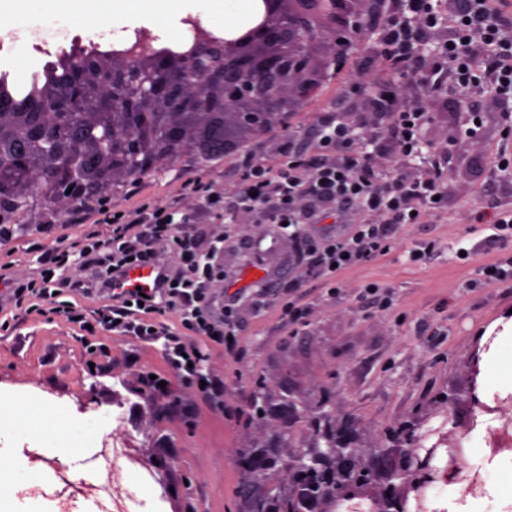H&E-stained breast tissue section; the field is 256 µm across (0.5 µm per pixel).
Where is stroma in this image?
<instances>
[{
    "label": "stroma",
    "mask_w": 512,
    "mask_h": 512,
    "mask_svg": "<svg viewBox=\"0 0 512 512\" xmlns=\"http://www.w3.org/2000/svg\"><path fill=\"white\" fill-rule=\"evenodd\" d=\"M80 38L112 40V27L62 19L50 24L31 13L23 27L0 29V68L13 73L21 63L29 69L47 63L60 58V45ZM367 76L403 83L385 69L370 28L361 33L349 67L327 70L316 98L295 108L289 128L260 136L236 132L239 147L269 163L283 141L313 147L318 125L334 111L363 133L386 126L389 114L371 113L366 93L352 88ZM491 95L482 86L466 95L445 88L428 100L421 152L406 172L419 176L432 156L442 157L448 219L403 226L395 249L343 274L339 294L319 285L290 288L306 267L291 228L260 223L244 211L219 228L196 199L186 198L183 205L198 226L223 230L220 261L244 290L230 316L237 334L232 358L223 347L199 342L203 361L195 382L172 366L163 341L103 331L94 311L106 298L90 300L66 288V280L85 274L78 252L86 234L93 229L109 240L107 225L72 223L70 214L39 199L17 211L0 238V265L24 278L48 255L70 254L53 299L70 307V317L0 304V449L25 457L41 475L42 492L24 498L26 512H118L132 493L150 512H252L257 496L287 489L267 481L263 471H245L242 452L256 449L283 465L290 452L312 444L310 415L324 404L353 417L377 440L389 425L447 395L453 399L447 430L470 427L468 445L490 448L502 422L480 405L491 402L497 384L484 379L483 396H475L470 353L480 333L495 337L480 359L481 371H488L512 333V287L474 285L483 264L512 259V242L489 247L491 224L472 219L476 212H512V173L485 163L501 128L499 113L486 107ZM240 168L239 157L208 156L191 144L144 177L142 189L164 203L182 180L199 177L229 198ZM428 241L436 245L433 259L410 261V249ZM462 247L471 250L469 259L457 258ZM369 282L384 287L386 302L360 298ZM291 298L303 311L294 326L283 315ZM203 378L223 382V393L202 389ZM36 407L42 433L16 439L17 420ZM101 416L108 422L97 433L67 438L64 419ZM103 452L110 463L90 469L91 479L75 478L86 459Z\"/></svg>",
    "instance_id": "1"
}]
</instances>
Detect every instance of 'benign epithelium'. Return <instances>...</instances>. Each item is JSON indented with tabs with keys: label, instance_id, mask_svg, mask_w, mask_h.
Wrapping results in <instances>:
<instances>
[{
	"label": "benign epithelium",
	"instance_id": "7a95c632",
	"mask_svg": "<svg viewBox=\"0 0 512 512\" xmlns=\"http://www.w3.org/2000/svg\"><path fill=\"white\" fill-rule=\"evenodd\" d=\"M259 20L233 38H219L197 18L181 49L163 48L146 28L110 54L77 49L53 63L36 95L0 96V134L13 151L0 155V205L39 194L58 212L89 205L104 185L154 173L209 129L207 144L225 137V119L254 135L283 123L284 113L307 103L321 70L336 62L368 23V0H261ZM480 407L512 424V396ZM448 412L426 409L420 419L385 430L402 455L387 484L367 478L365 457L351 419L319 409L311 417L316 440L309 459L322 464L314 482L305 457L290 454L272 480L285 482L298 512L307 504L366 494L378 512H429L427 494L457 480L467 432L430 422ZM426 431H421L423 425Z\"/></svg>",
	"mask_w": 512,
	"mask_h": 512
}]
</instances>
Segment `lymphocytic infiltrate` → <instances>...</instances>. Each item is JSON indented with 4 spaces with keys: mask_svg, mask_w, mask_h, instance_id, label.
I'll use <instances>...</instances> for the list:
<instances>
[{
    "mask_svg": "<svg viewBox=\"0 0 512 512\" xmlns=\"http://www.w3.org/2000/svg\"><path fill=\"white\" fill-rule=\"evenodd\" d=\"M498 4L499 0H386L379 38L384 58L426 93L448 84L465 92L475 81L490 88L500 111L507 114L505 139L511 142L512 12L500 11ZM441 29L448 32L440 45L441 61L424 69L416 55L418 43ZM474 66L481 69L475 81L470 78ZM391 111L393 119L382 135L392 143L398 159L412 157L419 150L428 110L420 99L403 95L392 103ZM355 138L354 127L341 116H326L314 150L286 147L274 163L246 164L233 200L235 206L260 211L277 224L303 227L333 219L338 225L335 236L308 248L311 262L303 278L323 282L334 293L340 289L341 273L392 248L400 226L424 223L448 208L441 160L431 162L425 176L416 180L392 170L383 186L374 168L353 150ZM140 191V181L132 180L129 194L137 198V205L118 213L103 211L101 221L111 228L112 250L103 253L95 239L86 243L80 255L88 275L71 282L70 288L88 299L111 296V305L98 314L103 329L144 341L165 337L169 359L184 371L199 364L203 355L183 341V334L227 349L232 343L230 328L207 296L221 249L213 243L199 250L180 198L194 196L214 212L224 210V198L211 182L196 178L183 180L179 198L163 204L140 200ZM67 261V255H56L37 277L25 281L12 268L0 267V282L8 285L11 302H28L42 315L53 297L52 274ZM132 261L162 266L164 274L153 294L140 299L114 294L113 275ZM169 314L177 315L180 331L165 324Z\"/></svg>",
    "mask_w": 512,
    "mask_h": 512,
    "instance_id": "1",
    "label": "lymphocytic infiltrate"
}]
</instances>
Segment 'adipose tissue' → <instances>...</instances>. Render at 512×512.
Returning <instances> with one entry per match:
<instances>
[{
	"instance_id": "adipose-tissue-1",
	"label": "adipose tissue",
	"mask_w": 512,
	"mask_h": 512,
	"mask_svg": "<svg viewBox=\"0 0 512 512\" xmlns=\"http://www.w3.org/2000/svg\"><path fill=\"white\" fill-rule=\"evenodd\" d=\"M261 0H0V21L22 27L34 11L56 14L67 11L75 17L111 14L113 29L143 26L159 32L168 44L181 40L177 18L188 11L202 12L214 27L232 36L257 18ZM26 459L0 456V512L16 500L22 481L36 478Z\"/></svg>"
}]
</instances>
